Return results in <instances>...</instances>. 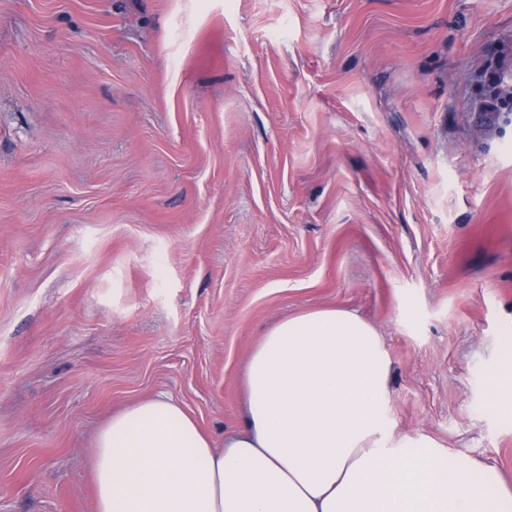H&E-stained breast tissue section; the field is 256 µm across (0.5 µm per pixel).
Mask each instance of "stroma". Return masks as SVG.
I'll return each mask as SVG.
<instances>
[{"label":"stroma","instance_id":"stroma-1","mask_svg":"<svg viewBox=\"0 0 512 512\" xmlns=\"http://www.w3.org/2000/svg\"><path fill=\"white\" fill-rule=\"evenodd\" d=\"M512 0H0V512H94L100 426H241L266 330L384 337L397 432L512 482ZM505 62H501L498 69L491 72L489 79L495 86L493 97L483 104L485 112H512V84L504 79Z\"/></svg>","mask_w":512,"mask_h":512}]
</instances>
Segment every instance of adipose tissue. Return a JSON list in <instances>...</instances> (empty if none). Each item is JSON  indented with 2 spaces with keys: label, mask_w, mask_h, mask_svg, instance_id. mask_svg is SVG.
Listing matches in <instances>:
<instances>
[{
  "label": "adipose tissue",
  "mask_w": 512,
  "mask_h": 512,
  "mask_svg": "<svg viewBox=\"0 0 512 512\" xmlns=\"http://www.w3.org/2000/svg\"><path fill=\"white\" fill-rule=\"evenodd\" d=\"M382 336L337 308L273 326L254 348L243 427L223 447L165 395L95 442L96 512H512L498 468L395 433Z\"/></svg>",
  "instance_id": "adipose-tissue-1"
}]
</instances>
